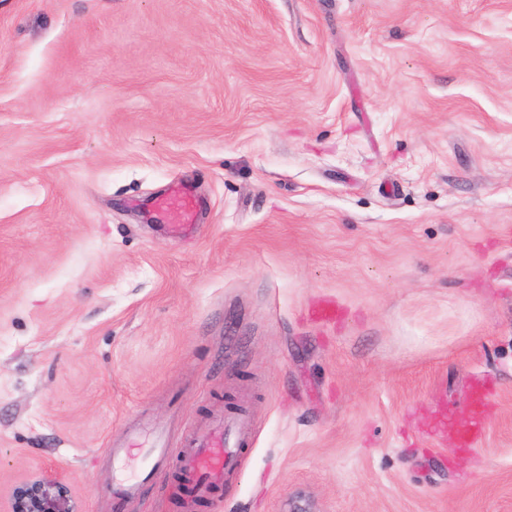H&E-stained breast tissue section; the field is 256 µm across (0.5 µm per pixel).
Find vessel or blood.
Here are the masks:
<instances>
[{
    "label": "vessel or blood",
    "instance_id": "obj_1",
    "mask_svg": "<svg viewBox=\"0 0 512 512\" xmlns=\"http://www.w3.org/2000/svg\"><path fill=\"white\" fill-rule=\"evenodd\" d=\"M167 213L173 219H180L192 211L195 198L185 186L178 187L162 202ZM489 400L488 391L480 385L474 386L470 393L469 421L450 426L448 436L454 447L474 448L482 441L486 423L485 407ZM250 417L245 410H237L223 423L220 431L205 430L196 434L190 446L191 453L185 459V470L192 483L197 498H207L215 487L223 483L225 474L239 448L245 446L249 437ZM141 455L145 468L156 471L162 468L169 455L164 444L152 448L140 447L136 438L129 440L120 448L111 449L113 460H121L130 454Z\"/></svg>",
    "mask_w": 512,
    "mask_h": 512
}]
</instances>
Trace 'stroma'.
<instances>
[{"instance_id": "stroma-1", "label": "stroma", "mask_w": 512, "mask_h": 512, "mask_svg": "<svg viewBox=\"0 0 512 512\" xmlns=\"http://www.w3.org/2000/svg\"><path fill=\"white\" fill-rule=\"evenodd\" d=\"M176 182L189 237L147 215ZM142 423L146 477L106 457ZM34 474L76 512L119 475L122 512H512V0H0V512ZM489 400L488 391L481 385H476L470 393V421L448 427V436L455 448H474L482 441L486 423L485 407ZM249 424V414L239 409L224 421L219 432L207 429L193 437L189 448L194 449L185 459V470L197 498H207L224 483L238 449L246 445ZM109 454L112 456L113 461L121 460L132 453L141 455L145 468L148 474L162 468L169 455V448H166L161 442H158L154 448H141L137 443V437L132 436L120 448H108Z\"/></svg>"}]
</instances>
